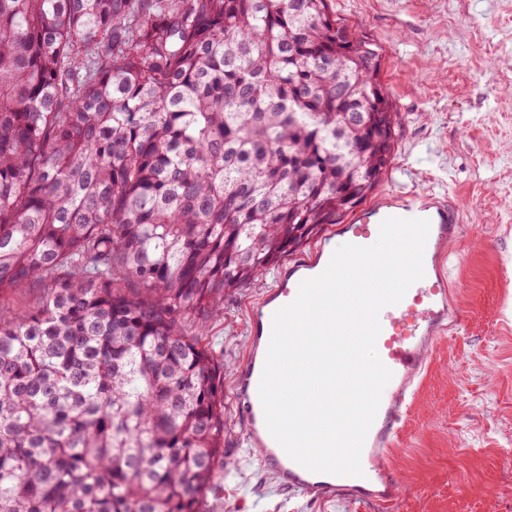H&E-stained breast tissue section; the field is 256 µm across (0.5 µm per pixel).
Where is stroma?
I'll return each instance as SVG.
<instances>
[{
  "instance_id": "stroma-1",
  "label": "stroma",
  "mask_w": 512,
  "mask_h": 512,
  "mask_svg": "<svg viewBox=\"0 0 512 512\" xmlns=\"http://www.w3.org/2000/svg\"><path fill=\"white\" fill-rule=\"evenodd\" d=\"M380 48L379 77L402 117L393 159L369 196L452 202L460 229L445 270L464 323L441 335L390 462L395 512H512V0H332ZM277 267L224 295L206 320L224 362V512H372L289 493L245 437L234 382L252 309Z\"/></svg>"
}]
</instances>
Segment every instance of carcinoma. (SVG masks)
<instances>
[{
    "label": "carcinoma",
    "mask_w": 512,
    "mask_h": 512,
    "mask_svg": "<svg viewBox=\"0 0 512 512\" xmlns=\"http://www.w3.org/2000/svg\"><path fill=\"white\" fill-rule=\"evenodd\" d=\"M379 68L330 0H0V512L221 509L203 319L381 183Z\"/></svg>",
    "instance_id": "carcinoma-1"
}]
</instances>
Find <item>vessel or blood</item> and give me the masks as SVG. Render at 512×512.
Listing matches in <instances>:
<instances>
[{"mask_svg": "<svg viewBox=\"0 0 512 512\" xmlns=\"http://www.w3.org/2000/svg\"><path fill=\"white\" fill-rule=\"evenodd\" d=\"M391 217L428 220L430 231L424 249L422 279L408 289L398 304L383 308L379 315L381 331L376 349L392 378L388 384L389 395L381 401L363 445L362 475L315 473L293 461L269 433L258 394L274 313L294 301L303 280L325 270L332 249L319 244L310 256L281 269L276 275L275 288L251 314L250 352L236 381L245 436L251 445L260 448L265 466L288 490L324 496L337 490L349 491L356 500L390 505L400 482L396 472L383 465L382 459L397 444L403 411L415 393L414 381L424 368L435 340L464 320L449 300L444 272L448 244L459 230L457 209L430 198L409 202L398 196H387L355 214L339 231L349 243L361 246L378 233L383 220Z\"/></svg>", "mask_w": 512, "mask_h": 512, "instance_id": "1", "label": "vessel or blood"}]
</instances>
